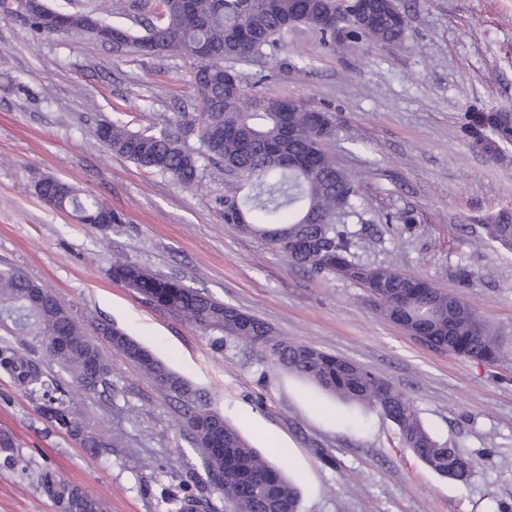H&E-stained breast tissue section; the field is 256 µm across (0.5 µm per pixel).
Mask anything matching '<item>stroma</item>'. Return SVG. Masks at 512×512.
I'll return each instance as SVG.
<instances>
[{"label": "stroma", "instance_id": "35a3bbf8", "mask_svg": "<svg viewBox=\"0 0 512 512\" xmlns=\"http://www.w3.org/2000/svg\"><path fill=\"white\" fill-rule=\"evenodd\" d=\"M402 4V44L332 49L300 25L284 33L274 76L256 84L261 66L245 65L244 84L334 113L330 151L360 185L361 215L349 226L361 253L461 297L512 348V250L482 229L487 216L512 208V144L490 155L463 133L468 112L512 107V0ZM119 117L152 133L198 119L189 60L123 55L81 31L38 35L17 0H0V268L57 296L98 342L112 391L82 398L75 411L88 434L122 437L111 459L92 454L0 372V434L30 468L52 467L102 512H168L187 485L207 512H224L184 406L103 340L98 327L108 322L270 451L298 487L299 512H512V359H460L422 344L376 314L362 288L304 271L225 224L224 183L211 170L186 189L95 145L97 125ZM48 176L111 205L125 223L102 232L48 206L36 194ZM117 259L368 367L410 397L434 435L487 464L465 483L434 473L385 417L113 282ZM0 512L58 510L20 470L0 467Z\"/></svg>", "mask_w": 512, "mask_h": 512}]
</instances>
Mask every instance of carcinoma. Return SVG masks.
Returning a JSON list of instances; mask_svg holds the SVG:
<instances>
[{
  "instance_id": "obj_1",
  "label": "carcinoma",
  "mask_w": 512,
  "mask_h": 512,
  "mask_svg": "<svg viewBox=\"0 0 512 512\" xmlns=\"http://www.w3.org/2000/svg\"><path fill=\"white\" fill-rule=\"evenodd\" d=\"M343 2L255 0L247 8L246 0H160V10L147 21L144 34L127 31L116 48L138 55L176 52L191 60L202 120L182 124L176 133L156 134L131 131L117 119L99 125L96 139L112 152L183 186L196 182L203 161L218 173L226 168L235 171L238 181L251 185V192L241 195L234 190L224 195V223L262 236L308 272L359 285L372 296L381 317L414 327L448 353L498 361L504 357L502 337L461 298L448 296L423 277L357 257L354 234L341 217L356 214L359 194L356 180L336 165L329 152L336 137L332 113L303 102L293 103L286 112H273L269 102L274 97L247 94L241 86L235 65L265 58L268 48L280 49L279 38L293 26L314 28L333 41L365 37L398 44L405 39L406 21L398 4L393 10L376 4L359 20L356 34L340 35L339 28L351 23ZM60 14L68 18L70 29L111 40L114 26L95 13L62 10ZM230 72L239 83L233 93L224 87ZM465 131L475 145L494 154L500 145L512 143V113L475 110L467 115ZM192 136L199 142L196 152L183 145ZM36 191L48 205L81 224L105 230L123 223L112 207L65 180L47 179ZM482 228L488 241L512 250L511 209L490 215ZM110 276L147 303L205 331L218 332L226 341L258 346L272 364L390 419L401 444L439 475L466 482L487 463L485 457L435 438L406 394L361 364L277 336L257 317L136 264L116 260ZM38 287L13 269H0V325L12 334L30 337L41 353L67 373L71 386L62 385L39 361L8 345L0 347V370L29 394L41 396L56 427L82 433L86 426L74 413V393L112 391L110 370L98 345L87 339L67 306L45 289L36 292ZM100 332L112 348L185 403L191 441L200 449L207 476L224 475L220 487L232 512H298L297 487L267 455L252 447L219 413L195 405L186 383L137 341L109 324L102 325ZM58 338L66 340L60 351L55 347ZM216 431L224 442L222 456L210 452ZM22 462L14 441L1 436L0 464L31 473L36 489L60 512H100L95 499L55 471L46 467L31 472ZM170 503L171 512H187L186 506L201 500L186 488Z\"/></svg>"
}]
</instances>
